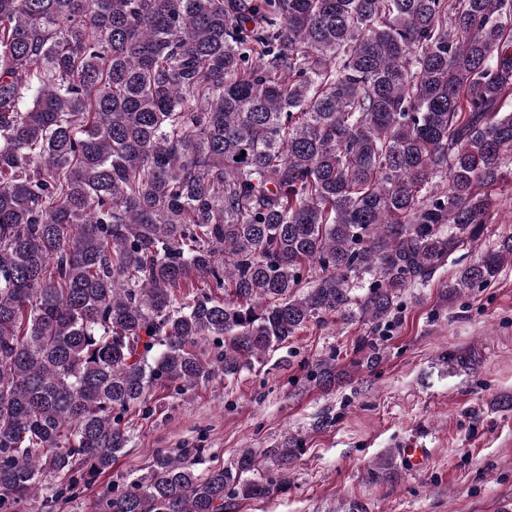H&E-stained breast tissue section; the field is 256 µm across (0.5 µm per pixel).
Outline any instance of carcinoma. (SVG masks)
Instances as JSON below:
<instances>
[{
  "label": "carcinoma",
  "instance_id": "obj_1",
  "mask_svg": "<svg viewBox=\"0 0 512 512\" xmlns=\"http://www.w3.org/2000/svg\"><path fill=\"white\" fill-rule=\"evenodd\" d=\"M509 99L512 0H0V512H63L158 386L388 323L494 223ZM506 265L512 235L448 297ZM303 451L158 450L96 512H233Z\"/></svg>",
  "mask_w": 512,
  "mask_h": 512
}]
</instances>
